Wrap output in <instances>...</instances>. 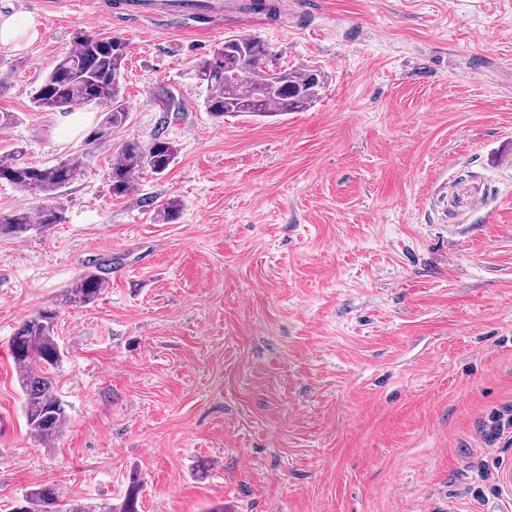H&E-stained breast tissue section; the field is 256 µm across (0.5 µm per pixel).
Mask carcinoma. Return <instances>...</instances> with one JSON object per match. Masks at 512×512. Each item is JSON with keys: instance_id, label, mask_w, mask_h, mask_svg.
I'll use <instances>...</instances> for the list:
<instances>
[{"instance_id": "cac0c4a2", "label": "carcinoma", "mask_w": 512, "mask_h": 512, "mask_svg": "<svg viewBox=\"0 0 512 512\" xmlns=\"http://www.w3.org/2000/svg\"><path fill=\"white\" fill-rule=\"evenodd\" d=\"M128 44L120 36L98 37L79 33L76 48L58 57L36 85L32 103L46 112L66 114L94 103L103 107V119L88 138L93 143L126 123L129 108L121 95ZM16 74L14 60L0 56V95ZM194 79L205 90L204 107L216 119L226 116L270 117L279 112H302L317 103L327 88V77L310 64H288L284 57L256 35L224 37V46L196 62ZM160 122L146 142L128 141L112 158L108 172L115 196L135 190L140 174H164L174 164L178 150L164 135ZM86 164V154L74 153L50 166L35 165L17 145L0 153V182L30 192L41 200L35 208L0 211V238L24 239L66 222L61 189L75 179ZM182 204L170 199L156 210L158 220L176 221ZM111 263L97 259L90 270L65 289V302L75 306L95 303L107 287ZM57 311L41 309L24 319L9 340L23 397L28 431L44 446L55 443L67 427L66 404L58 396L53 377L64 357L55 330ZM141 479L128 478L120 503L107 500L83 503L68 500L56 487L44 484L19 500L20 512H140Z\"/></svg>"}]
</instances>
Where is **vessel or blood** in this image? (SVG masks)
<instances>
[{
	"label": "vessel or blood",
	"mask_w": 512,
	"mask_h": 512,
	"mask_svg": "<svg viewBox=\"0 0 512 512\" xmlns=\"http://www.w3.org/2000/svg\"><path fill=\"white\" fill-rule=\"evenodd\" d=\"M111 12L115 20L134 23L180 17L204 25L225 20L245 36L269 23L259 0H114Z\"/></svg>",
	"instance_id": "b4317fda"
}]
</instances>
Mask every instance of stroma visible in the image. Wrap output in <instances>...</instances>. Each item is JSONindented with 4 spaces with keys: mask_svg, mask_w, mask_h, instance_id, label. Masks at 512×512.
Instances as JSON below:
<instances>
[{
    "mask_svg": "<svg viewBox=\"0 0 512 512\" xmlns=\"http://www.w3.org/2000/svg\"><path fill=\"white\" fill-rule=\"evenodd\" d=\"M316 7L256 34L325 72L321 100L219 121L191 70L228 25L0 0L41 23L0 97L20 115L0 149L39 165L91 151L66 223L0 239V512L41 484L118 499L133 473L142 512H512V429L490 435L512 405V0ZM80 30L129 44V119L93 143L100 106L72 131L29 98ZM160 125L174 164L113 196V155ZM172 197L182 214L161 223ZM92 256L108 287L65 303ZM43 308L70 417L50 448L8 351Z\"/></svg>",
    "mask_w": 512,
    "mask_h": 512,
    "instance_id": "stroma-1",
    "label": "stroma"
}]
</instances>
